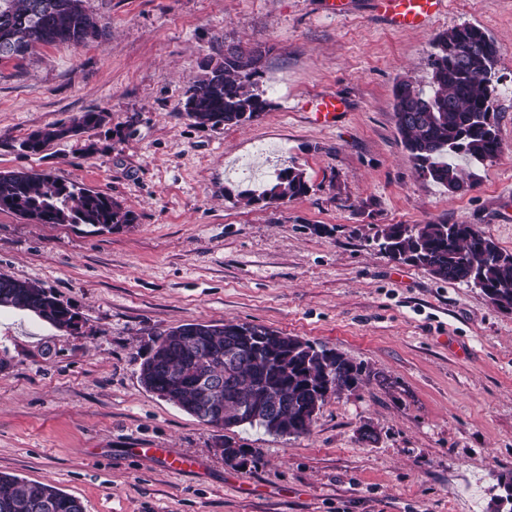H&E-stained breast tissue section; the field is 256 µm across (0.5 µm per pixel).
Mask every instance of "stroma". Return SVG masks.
<instances>
[{"label": "stroma", "instance_id": "1", "mask_svg": "<svg viewBox=\"0 0 512 512\" xmlns=\"http://www.w3.org/2000/svg\"><path fill=\"white\" fill-rule=\"evenodd\" d=\"M102 34L0 61V171L48 173L107 194L133 223L96 231L0 211V273L68 305L62 332L0 310V473L51 484L85 512H497L512 476V310L380 252L387 224H473L512 252V61L495 70L500 154L466 161L459 192L416 172L394 85L427 88L436 36L470 23L512 48V0H446L424 27L392 28L372 0H86ZM266 50L270 108L218 130L180 112L203 60ZM335 93L331 126L308 100ZM105 126L20 151L79 113ZM259 142L264 184L302 169L307 195L238 198L232 173ZM252 323L364 366L309 435L224 431L141 384L156 339L191 322ZM376 430L369 443L362 427ZM246 450L227 462L220 442ZM142 448L197 459L175 473Z\"/></svg>", "mask_w": 512, "mask_h": 512}]
</instances>
